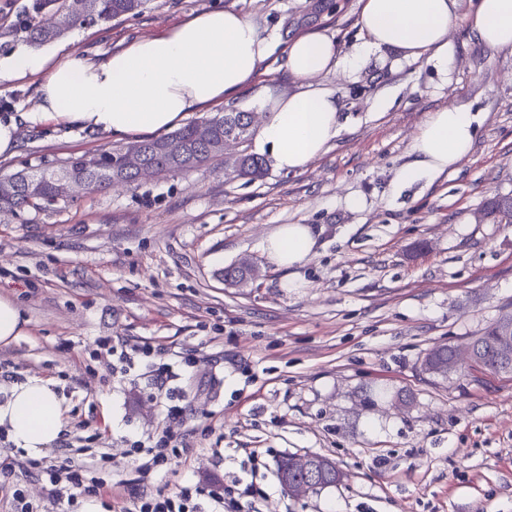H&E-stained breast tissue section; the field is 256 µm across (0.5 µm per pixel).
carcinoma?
Segmentation results:
<instances>
[{"label": "carcinoma", "mask_w": 512, "mask_h": 512, "mask_svg": "<svg viewBox=\"0 0 512 512\" xmlns=\"http://www.w3.org/2000/svg\"><path fill=\"white\" fill-rule=\"evenodd\" d=\"M147 0H34L31 7L19 15L15 23V32L23 37V41L40 46L59 39L52 28L39 20V15L50 11L57 16L69 20L70 27L98 22H110L126 15H137L146 7ZM213 125L212 138L200 143L195 137L197 122H191L172 133L159 138L141 141L147 147V160L155 168L158 175L166 176L192 170L222 156L218 145L224 140V134L233 130L242 139L245 157L250 162V170L246 173L249 180L264 177L267 164L264 158L249 151L252 129L245 112H226L208 118ZM179 140L189 155L187 164L172 165L165 151L167 143ZM121 149L113 148L92 155L71 158L67 161L73 176L80 182L94 183L100 189L112 185V163L119 157ZM52 169L19 171L13 174L19 183L14 195L0 198V209L21 211L25 208L42 209L57 203L53 196ZM485 210L495 224H512V196H500L485 204Z\"/></svg>", "instance_id": "carcinoma-1"}]
</instances>
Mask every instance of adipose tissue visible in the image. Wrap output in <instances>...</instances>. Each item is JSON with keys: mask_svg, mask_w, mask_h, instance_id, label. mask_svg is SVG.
<instances>
[{"mask_svg": "<svg viewBox=\"0 0 512 512\" xmlns=\"http://www.w3.org/2000/svg\"><path fill=\"white\" fill-rule=\"evenodd\" d=\"M363 43L340 57L335 41L305 31L288 44L286 66L303 90L262 100L265 116L257 149L274 169L307 167L336 138L339 108L327 93L312 88L314 76L344 65L362 66L372 51L396 50L410 59L427 58L440 71L453 62L448 30L465 18L487 47L512 52V0H359ZM271 54V43L245 14L233 8L198 12L157 36L137 37L94 60L20 48L0 61V81L30 79L38 102L32 111L0 117V159L13 157L19 127L66 125L112 135L154 134L176 128L188 113L236 98ZM471 113L459 106L428 115L413 144L416 159L398 174L409 187L466 157L474 143ZM314 240L303 224H285L261 250L268 261L289 269L311 254ZM10 441L36 455L55 442L63 428L62 408L48 381L31 378L0 393V426Z\"/></svg>", "mask_w": 512, "mask_h": 512, "instance_id": "1", "label": "adipose tissue"}]
</instances>
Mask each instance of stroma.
<instances>
[{
    "mask_svg": "<svg viewBox=\"0 0 512 512\" xmlns=\"http://www.w3.org/2000/svg\"><path fill=\"white\" fill-rule=\"evenodd\" d=\"M214 8L247 14L275 48L235 101L192 121L298 90L284 52L297 31L325 29L344 56L361 43L359 0H149L140 15L75 27L53 46L100 56ZM448 39L446 74L386 50L315 78L342 128L303 170L250 182L218 160L0 211V297L27 321L0 360L62 399L67 425L53 453L105 451L136 479L123 452L154 434L164 394L147 368L113 377L111 357L93 351L109 336L195 354L183 381L192 414L181 474L208 486L232 468L221 449L256 455L271 472L257 512H512V374L441 381L421 370L427 350L472 340L512 310V224L475 221L489 199L512 194V54L483 46L462 22ZM450 105L476 118L470 154L398 188L418 128ZM20 136L0 178L119 144L87 129ZM351 196L359 210L346 207ZM284 224L308 225L315 238L291 269L260 248ZM243 257L260 277L225 286V267ZM295 452L328 456L344 481L290 496L273 470Z\"/></svg>",
    "mask_w": 512,
    "mask_h": 512,
    "instance_id": "35a3bbf8",
    "label": "stroma"
}]
</instances>
